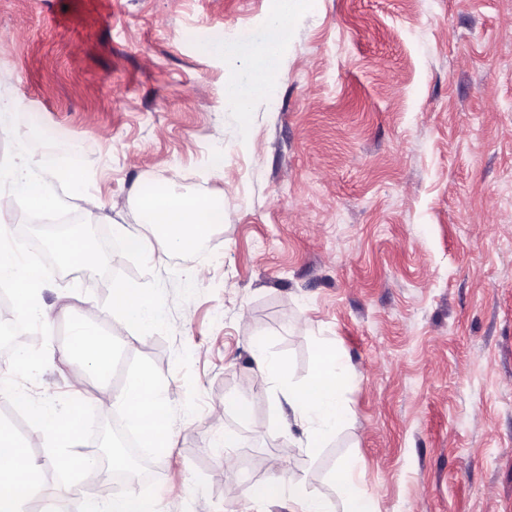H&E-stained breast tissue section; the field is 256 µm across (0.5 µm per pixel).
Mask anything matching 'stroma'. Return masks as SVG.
Masks as SVG:
<instances>
[{
	"label": "stroma",
	"instance_id": "1",
	"mask_svg": "<svg viewBox=\"0 0 512 512\" xmlns=\"http://www.w3.org/2000/svg\"><path fill=\"white\" fill-rule=\"evenodd\" d=\"M275 3L0 0V96L37 119L0 132V150L35 126L68 132L102 235L137 226L150 182L226 206L205 255L163 254L147 274L109 255L161 282L172 330L121 339L177 411L134 491L159 512H289L249 490L276 475L283 392L328 341L352 367V422L291 475L336 501L331 475L352 456L380 512H512V0H304L274 93L243 108L224 86L252 85ZM217 40L234 57L200 52ZM109 291L88 270L44 285L53 357L28 395L78 390L116 420L123 378L60 355L68 316L111 327ZM253 336L288 363L278 389L256 377ZM231 396L247 414L225 410Z\"/></svg>",
	"mask_w": 512,
	"mask_h": 512
}]
</instances>
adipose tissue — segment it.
<instances>
[{
  "label": "adipose tissue",
  "instance_id": "adipose-tissue-1",
  "mask_svg": "<svg viewBox=\"0 0 512 512\" xmlns=\"http://www.w3.org/2000/svg\"><path fill=\"white\" fill-rule=\"evenodd\" d=\"M302 8L301 0H277L276 11L269 21L270 35L264 44L263 58L255 68L260 74L252 94H245L235 79H228L225 95L245 105L251 96H268L276 88V65L282 55L286 22ZM320 355L307 384L289 387L284 398L288 418L281 426L293 437L283 454L295 458L299 449L316 454L325 442L351 422L343 393L351 377L348 361L333 345L319 346ZM333 481L342 495L341 508L309 489L304 482L285 477L271 478L253 485V497L265 503L287 501L289 512H378L375 498L360 490L358 468L354 459L341 462L333 473Z\"/></svg>",
  "mask_w": 512,
  "mask_h": 512
}]
</instances>
